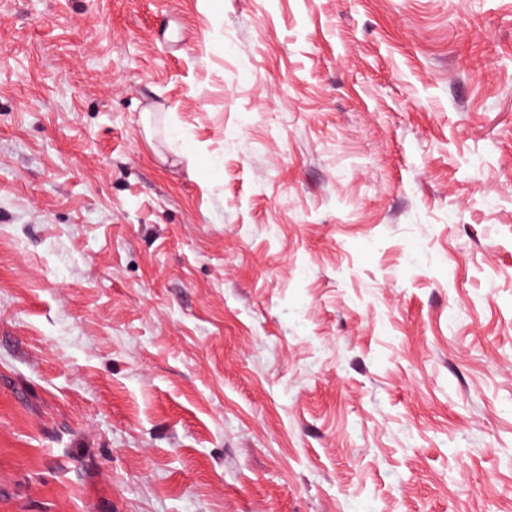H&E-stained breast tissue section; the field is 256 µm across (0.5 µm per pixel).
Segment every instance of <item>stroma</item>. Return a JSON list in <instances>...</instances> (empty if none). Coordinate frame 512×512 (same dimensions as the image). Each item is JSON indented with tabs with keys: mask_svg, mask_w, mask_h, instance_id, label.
Listing matches in <instances>:
<instances>
[{
	"mask_svg": "<svg viewBox=\"0 0 512 512\" xmlns=\"http://www.w3.org/2000/svg\"><path fill=\"white\" fill-rule=\"evenodd\" d=\"M0 512H512V0H0Z\"/></svg>",
	"mask_w": 512,
	"mask_h": 512,
	"instance_id": "stroma-1",
	"label": "stroma"
}]
</instances>
